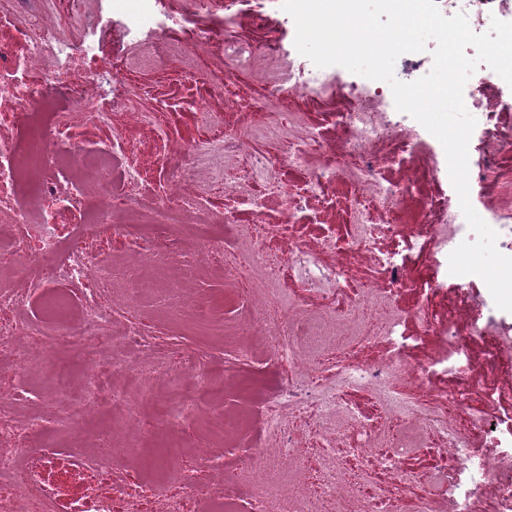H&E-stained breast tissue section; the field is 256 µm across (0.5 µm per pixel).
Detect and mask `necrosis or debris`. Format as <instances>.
Wrapping results in <instances>:
<instances>
[{"label": "necrosis or debris", "mask_w": 512, "mask_h": 512, "mask_svg": "<svg viewBox=\"0 0 512 512\" xmlns=\"http://www.w3.org/2000/svg\"><path fill=\"white\" fill-rule=\"evenodd\" d=\"M295 34L281 0H0V512H512V312L449 271L445 151ZM463 97L512 256V86Z\"/></svg>", "instance_id": "4bbe7bcc"}]
</instances>
